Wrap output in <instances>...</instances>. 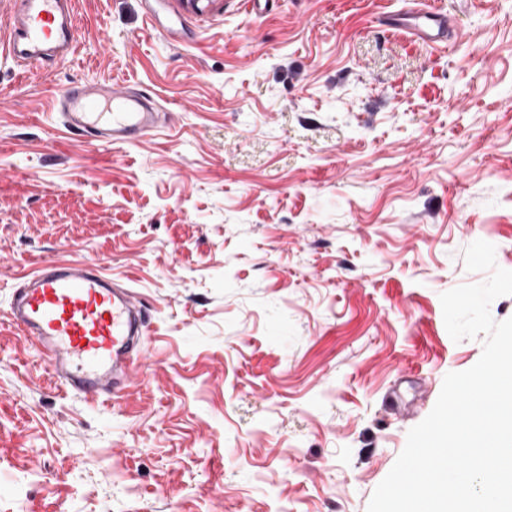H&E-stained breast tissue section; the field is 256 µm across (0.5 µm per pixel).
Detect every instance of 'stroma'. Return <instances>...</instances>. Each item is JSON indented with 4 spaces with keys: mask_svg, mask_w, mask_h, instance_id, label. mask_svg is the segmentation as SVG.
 <instances>
[{
    "mask_svg": "<svg viewBox=\"0 0 512 512\" xmlns=\"http://www.w3.org/2000/svg\"><path fill=\"white\" fill-rule=\"evenodd\" d=\"M446 51L383 32L410 0H277L173 44L144 0H78L75 56L0 64V512H367L483 338L440 296L512 270V0H442ZM75 80L168 120L94 150ZM45 260L132 288L148 361L112 402L56 385L9 320Z\"/></svg>",
    "mask_w": 512,
    "mask_h": 512,
    "instance_id": "35a3bbf8",
    "label": "stroma"
}]
</instances>
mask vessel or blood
<instances>
[{"label": "vessel or blood", "instance_id": "1", "mask_svg": "<svg viewBox=\"0 0 512 512\" xmlns=\"http://www.w3.org/2000/svg\"><path fill=\"white\" fill-rule=\"evenodd\" d=\"M9 19L0 22V60L50 70L74 54L80 43L75 0H8ZM146 18L172 41L184 39L185 22L211 18L216 0H178L174 17L150 0ZM384 24L431 46L447 44L452 21L438 0H413ZM61 125L93 146L114 148L144 138L158 127L154 97L111 82L75 81L53 100ZM136 299L114 288L91 262H41L23 288L12 295L9 319L37 344L52 379L94 401L117 400L129 370L144 366Z\"/></svg>", "mask_w": 512, "mask_h": 512}]
</instances>
